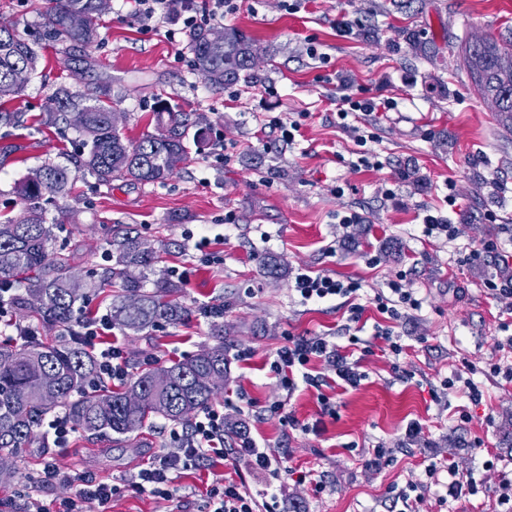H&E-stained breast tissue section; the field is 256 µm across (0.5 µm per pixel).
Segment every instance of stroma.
<instances>
[{"mask_svg":"<svg viewBox=\"0 0 512 512\" xmlns=\"http://www.w3.org/2000/svg\"><path fill=\"white\" fill-rule=\"evenodd\" d=\"M389 2L305 0L290 13L280 0H244L225 26L276 55L260 62L259 82L219 90L196 71L187 34L169 43L112 0L97 44L70 55L44 45L24 93L0 108L7 114L0 121V216L21 213L14 186L24 175L46 161L61 162L70 166L74 188L47 206L60 223L53 251L97 253L129 231L157 252L162 273L187 271L177 295L189 311L184 320L137 335L116 326L102 334L103 342H121L131 369L148 356L166 365L215 345V321L201 310L223 306L218 322L230 371L215 408L226 423H245L284 466L313 471L326 483L318 494L311 484L282 480V512H392L394 491L422 478L430 462L446 459L483 487L440 503L450 480L440 472L422 512H497L483 462L490 453L499 470H512V382L489 367L512 364V350L499 345L506 336L505 306L485 286L496 257L487 253L474 261L469 253L512 233V126L475 91L463 54L475 34L512 41V0H411L400 10L389 9ZM52 5L0 0V18L36 40L39 15ZM340 19L348 20L350 34L340 35ZM410 33L436 48V57L406 56ZM312 44L328 63L309 57ZM62 83L83 100L107 84L124 89L121 128L133 141L149 132L159 97L203 115L210 128L200 150L165 183L103 187L75 166L81 137L63 124L43 123ZM349 89L397 103L371 118L377 140L370 149L379 167H351L357 145L339 127L334 106ZM273 116L296 126L293 142L265 131ZM452 183L458 200L450 208L445 197ZM388 188L393 196H385ZM427 207L447 209L460 228L454 242L424 234L418 215ZM350 211L361 215L360 223H340ZM490 212L495 221H486ZM269 253L287 266L286 277L265 275L261 259ZM302 269L360 282L361 320L348 322L339 297L301 303L293 285ZM398 278L414 288L422 306L394 322L405 347L396 358L374 335L385 318L372 299ZM290 333L326 336L343 346L354 335L371 348L359 360L366 378L358 388L337 386L320 363L315 370L326 381L323 390L299 384L290 409L301 422L321 421L317 435L283 427L269 410L282 398L269 363ZM468 363L483 392L480 405L455 390L432 398L441 379ZM401 368L411 380L399 378ZM321 393L335 403V416L321 415ZM413 422L422 431L410 440L405 429ZM479 439L482 454L474 449ZM165 444L154 428L131 441L75 433L55 451L65 477L53 494L71 496L70 478L81 473L120 481L147 466ZM379 445L393 454L375 465Z\"/></svg>","mask_w":512,"mask_h":512,"instance_id":"1","label":"stroma"}]
</instances>
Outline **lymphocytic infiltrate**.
Wrapping results in <instances>:
<instances>
[{
  "mask_svg": "<svg viewBox=\"0 0 512 512\" xmlns=\"http://www.w3.org/2000/svg\"><path fill=\"white\" fill-rule=\"evenodd\" d=\"M129 11L145 29L163 31L168 41H175L176 32L168 28L167 22L173 14H180L183 26L187 29L199 27L201 23L220 22L224 17L236 13L238 0H210L205 15H198L191 0L175 4L174 0H126ZM360 284L357 281L343 282L326 274H298L295 290L302 301L324 300L339 296L345 298L351 322H358L364 311L358 302ZM377 310L387 315L391 324L399 320L408 310L421 307L420 299L408 284L400 280L390 281L388 290L374 297ZM377 327L376 335L384 339L393 356H400L404 347L392 328ZM109 325L108 316L96 320H78L69 329V336L78 337L87 347L97 348L96 381L125 382L130 368L119 344L98 349L97 340ZM328 365L342 385L358 387L363 375L357 364L348 361L335 342L324 336H286L284 344L278 348L270 364L278 386L286 395H293L299 383L319 386L318 376L310 371L313 361ZM224 414L211 408L198 414L189 428L170 426L167 431L168 443L149 466L122 479L120 483L99 480L92 476L75 477V490L65 499L52 497L51 489L61 477L55 457L43 458L38 471L35 493L29 494L26 512H88L89 506H96L97 512H110L112 498L119 490L125 489L135 494H147L167 501H175L185 496L186 488L180 485L183 472L197 470L213 458L228 461L232 466H245L251 473L264 475L267 482L280 480L285 468L280 458L259 448L252 437L238 439L234 447H226L224 438ZM200 512H279L276 497L258 499L246 480L220 482L209 487L203 499Z\"/></svg>",
  "mask_w": 512,
  "mask_h": 512,
  "instance_id": "f902f5d3",
  "label": "lymphocytic infiltrate"
}]
</instances>
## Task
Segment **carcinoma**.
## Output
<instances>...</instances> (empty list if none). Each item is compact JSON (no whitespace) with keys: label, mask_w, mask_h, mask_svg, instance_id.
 Instances as JSON below:
<instances>
[{"label":"carcinoma","mask_w":512,"mask_h":512,"mask_svg":"<svg viewBox=\"0 0 512 512\" xmlns=\"http://www.w3.org/2000/svg\"><path fill=\"white\" fill-rule=\"evenodd\" d=\"M98 0H54L42 22L44 40L64 49L87 47L99 38ZM210 31L196 28L188 48L196 70L213 88L259 80L255 40L235 27L224 29V42L213 44ZM39 62L37 46L22 38L13 25L0 20V98L21 95L13 72L33 74ZM470 78L494 112L512 121V46L477 36L466 48ZM125 94L106 86L94 103L81 105L66 85L56 88L47 105L48 120H64L85 136L83 170L102 185L122 179L136 184H162L173 176L191 146L205 139L202 118L160 98L153 109L156 132L137 141L126 138L113 121L114 107ZM71 189V171L47 162L15 185L24 208L16 219L0 222V289H12L10 305L50 327H72L84 315L87 291L118 286L110 319L119 327L139 333L161 321L178 322L188 309L172 299L177 285L165 276L145 289V271L154 270L158 256L142 247L138 238L124 235L108 243L112 266L85 285L71 280V258L51 251L57 223L45 204L64 198ZM218 343L168 366L145 364L115 390L93 384L95 357L91 349L67 339L46 343L34 338L22 345L0 343V458L17 457L31 447L48 415L64 411L78 429L91 434H132L152 427L157 419L188 425L199 411L217 398L218 389L200 383L212 374H228L224 327L213 326Z\"/></svg>","instance_id":"cac0c4a2"}]
</instances>
